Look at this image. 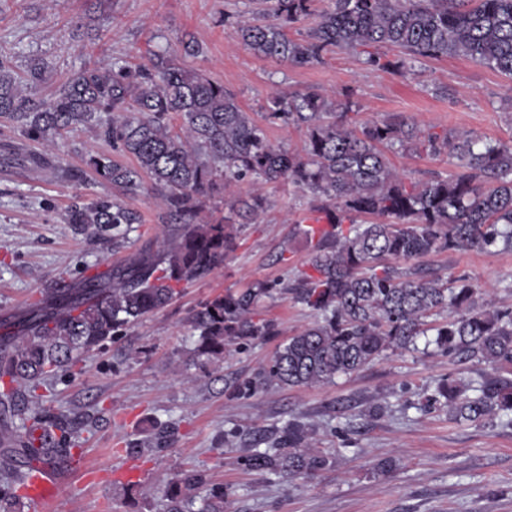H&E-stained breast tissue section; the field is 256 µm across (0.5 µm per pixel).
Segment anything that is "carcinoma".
<instances>
[{
    "label": "carcinoma",
    "instance_id": "carcinoma-1",
    "mask_svg": "<svg viewBox=\"0 0 512 512\" xmlns=\"http://www.w3.org/2000/svg\"><path fill=\"white\" fill-rule=\"evenodd\" d=\"M256 11L236 23L234 37L258 57L312 67L335 50L389 47L396 58L370 53L363 64L401 73L422 60L462 57L512 77V0H331L305 37L285 29L313 15L312 0H254ZM49 65L33 60L18 74L0 55V118L50 149L64 131L97 124L126 165L94 156L90 165L121 197L77 198L63 216L79 232L92 230L117 248L144 222L123 201L149 188L159 223L168 227L159 249L146 245L124 264L48 288L0 336V512H17L25 472L39 463H72L79 432L72 419L47 410L36 393L78 356L104 345L171 302L184 285L224 265L235 236L224 220L206 222L207 203L254 221L264 195L238 186L286 182L309 197V210L328 227H308L306 268L286 284L260 283L201 303L189 323L194 353L221 360L238 345L279 335L261 303L281 294L314 321L288 337L242 391L330 383L386 355L416 348L425 337L443 354L475 359L493 370L512 365V308H498L463 275L443 278L422 260L447 251L512 248V141L470 131L438 134L406 116L354 124L352 103L333 91L276 92L267 120L304 132L301 149L273 146L237 95L190 69L177 56L155 52L147 66L115 59L84 67L48 97L40 94ZM182 120L179 128L173 117ZM446 153L455 171L407 181L389 154ZM370 217L359 222V217ZM428 403L458 421L506 416L512 424V380L477 386L440 379ZM311 429L288 421L274 452L253 449L245 465L286 480L313 476L331 460L310 441ZM199 473H182L164 491L163 512H224V486H211L195 505Z\"/></svg>",
    "mask_w": 512,
    "mask_h": 512
}]
</instances>
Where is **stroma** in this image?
<instances>
[{
    "mask_svg": "<svg viewBox=\"0 0 512 512\" xmlns=\"http://www.w3.org/2000/svg\"><path fill=\"white\" fill-rule=\"evenodd\" d=\"M251 8L250 0H102L97 10L89 0H0V53L11 56L19 72L30 60L47 61L41 86L47 96L84 66L115 57L145 64L152 53L174 52L236 93L282 148L300 147L304 134L266 124L278 89L347 90L361 121L400 113L426 129L512 139V78L461 57L427 61L412 74L372 69L359 53L339 51L322 65L291 67L234 40L236 22ZM187 36L201 54L184 55ZM53 153L56 172L0 164V322L21 315L43 289L120 263L139 247L131 239L112 250L61 220L74 195L113 193L88 164L90 155L112 153L98 129L86 126L57 139ZM64 168L81 171L82 180L62 178ZM264 191L269 210L261 222L239 228L222 268L184 286L127 335L84 353L41 387L55 411L81 421L79 445L93 464L139 474L135 482L88 484L68 470L58 512H160L162 490L191 469L203 472L208 484L224 485L227 512H512V426L495 416L459 422L447 409L426 405L437 380L477 382L492 372L485 364L429 347L387 353L317 387L228 389L227 378L252 379L295 329L310 323L307 311L288 298L267 304L279 335L220 361L193 355L188 318L201 302L289 279L309 258L307 199L284 184ZM426 263L447 276H467L495 305L512 306V251L445 252ZM377 400L387 411L369 417L365 409ZM294 418L313 427L314 445L331 466L289 481L247 470L241 461L247 450L275 447ZM163 429L171 433L166 448L136 458L123 454L126 442H151ZM386 460L394 468L380 472Z\"/></svg>",
    "mask_w": 512,
    "mask_h": 512,
    "instance_id": "obj_1",
    "label": "stroma"
}]
</instances>
